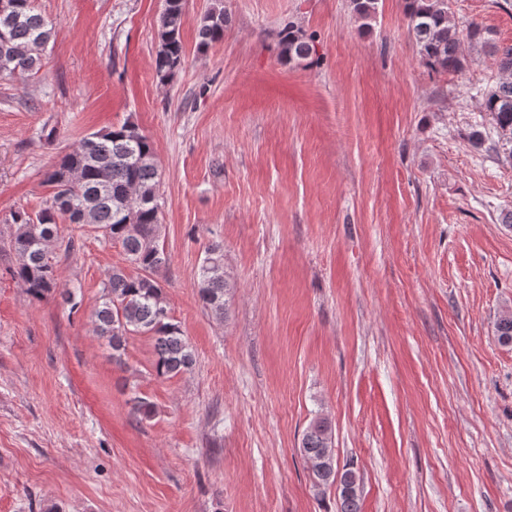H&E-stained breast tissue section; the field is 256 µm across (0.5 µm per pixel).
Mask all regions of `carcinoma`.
Wrapping results in <instances>:
<instances>
[{"mask_svg":"<svg viewBox=\"0 0 512 512\" xmlns=\"http://www.w3.org/2000/svg\"><path fill=\"white\" fill-rule=\"evenodd\" d=\"M13 8L0 11V79L39 71L41 53L54 39L51 21L36 9L35 0H11ZM404 12L423 63L432 70L457 72L464 66L463 40L487 44L483 30L472 27L466 36L450 23L448 0H404ZM185 0H164L157 31L155 75L170 81L184 61L181 28ZM227 19L222 10L205 14L197 29L198 48L206 50L224 38ZM281 58L300 63L313 53L312 38L293 25L281 32ZM499 79L484 91L482 108L501 135L502 147L512 157V45L496 46ZM51 188L39 210L24 209L10 215L15 230L9 241L18 264L10 270L35 298L57 293L76 305L75 293L60 287L56 260L48 257L59 240V225L88 224L102 238L121 246L126 261L137 274L114 267L106 276L101 302L94 314L97 336L112 347V358L123 365L128 336L148 334L154 339V372L170 377L192 370L194 351L173 322L160 282L168 257L159 240L162 215L160 175L154 142L136 124L124 122L83 137L45 173ZM200 297L211 313L224 318L229 284L224 255L213 247L206 251L199 270ZM502 345L512 344V315L495 323ZM300 452L315 466L309 470L316 495L336 484L341 476L340 512H359L360 476L351 468L338 471L331 425L324 417L305 430Z\"/></svg>","mask_w":512,"mask_h":512,"instance_id":"cac0c4a2","label":"carcinoma"}]
</instances>
